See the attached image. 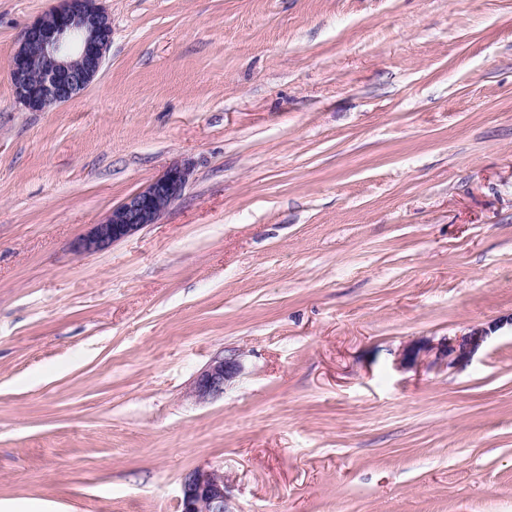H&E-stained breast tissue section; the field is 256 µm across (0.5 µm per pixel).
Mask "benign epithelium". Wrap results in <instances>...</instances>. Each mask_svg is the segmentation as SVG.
I'll use <instances>...</instances> for the list:
<instances>
[{"mask_svg":"<svg viewBox=\"0 0 512 512\" xmlns=\"http://www.w3.org/2000/svg\"><path fill=\"white\" fill-rule=\"evenodd\" d=\"M60 5L38 16L22 32L9 63L17 100L32 112L78 97L99 75L112 40V23L101 0H59ZM190 171L174 165L141 191L112 209L74 243L80 253L104 250L150 224H156L179 197ZM487 337L481 328L450 338L436 347L435 358L448 364L468 361ZM241 371L240 361L217 357L195 382V394L210 399L224 394ZM180 512H229L224 474L199 468L183 480Z\"/></svg>","mask_w":512,"mask_h":512,"instance_id":"7a95c632","label":"benign epithelium"}]
</instances>
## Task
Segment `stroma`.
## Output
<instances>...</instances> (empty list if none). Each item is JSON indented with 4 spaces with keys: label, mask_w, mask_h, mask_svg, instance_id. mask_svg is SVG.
<instances>
[{
    "label": "stroma",
    "mask_w": 512,
    "mask_h": 512,
    "mask_svg": "<svg viewBox=\"0 0 512 512\" xmlns=\"http://www.w3.org/2000/svg\"><path fill=\"white\" fill-rule=\"evenodd\" d=\"M58 4L0 0V512H180L198 468L231 512H512V0H103L99 76L31 112ZM189 174L185 166L168 168L144 189L113 208L102 224H94L74 243V250L80 253L104 250L149 224L158 223L181 194ZM486 337V332L481 328H473L455 338L449 337L448 342H443L435 347V358L437 360L446 359L448 365L466 362L480 349ZM241 371L237 357H216L203 370L195 382V394L200 399H210L224 394L226 386Z\"/></svg>",
    "instance_id": "35a3bbf8"
}]
</instances>
